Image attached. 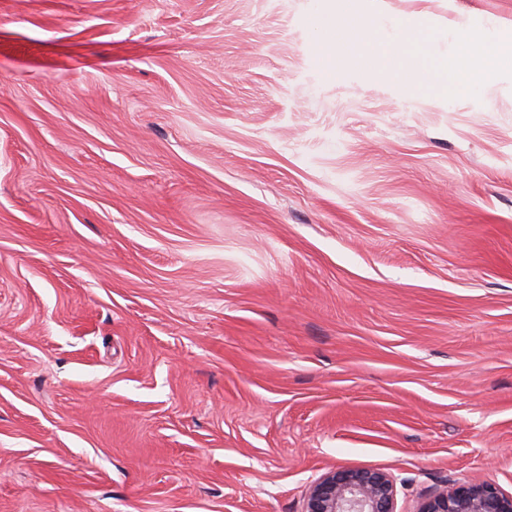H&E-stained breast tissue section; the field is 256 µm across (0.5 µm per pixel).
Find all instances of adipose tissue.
<instances>
[{"label": "adipose tissue", "mask_w": 512, "mask_h": 512, "mask_svg": "<svg viewBox=\"0 0 512 512\" xmlns=\"http://www.w3.org/2000/svg\"><path fill=\"white\" fill-rule=\"evenodd\" d=\"M382 0H367L366 6H353L341 12L329 11L319 19L320 27L339 33L347 41L367 47L370 45L381 9ZM457 52L449 68L462 88L472 90L491 80L506 66L512 65V36L496 35L472 43L465 28H457Z\"/></svg>", "instance_id": "obj_1"}]
</instances>
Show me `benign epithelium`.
<instances>
[{"label":"benign epithelium","instance_id":"1","mask_svg":"<svg viewBox=\"0 0 512 512\" xmlns=\"http://www.w3.org/2000/svg\"><path fill=\"white\" fill-rule=\"evenodd\" d=\"M304 512H396V483L379 470L337 468L312 482ZM418 512H512V493L489 480L458 482Z\"/></svg>","mask_w":512,"mask_h":512}]
</instances>
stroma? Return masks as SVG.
Returning a JSON list of instances; mask_svg holds the SVG:
<instances>
[{
    "instance_id": "35a3bbf8",
    "label": "stroma",
    "mask_w": 512,
    "mask_h": 512,
    "mask_svg": "<svg viewBox=\"0 0 512 512\" xmlns=\"http://www.w3.org/2000/svg\"><path fill=\"white\" fill-rule=\"evenodd\" d=\"M0 0V512H302L337 468L512 493V0ZM422 70V84L405 73ZM363 1H367L363 7L356 5L337 14L336 11L323 13L318 18L319 26L327 31L339 33L355 45L369 46L374 34L377 12L381 10L383 0ZM456 41L459 49L451 57L449 68L463 89L482 86L512 64V34L488 37L473 44L467 30L458 27ZM399 56V45L392 39L382 44L378 51L361 55L359 68L382 74L394 69Z\"/></svg>"
}]
</instances>
